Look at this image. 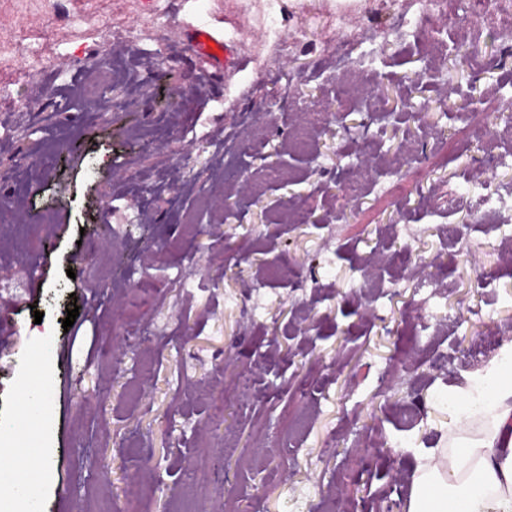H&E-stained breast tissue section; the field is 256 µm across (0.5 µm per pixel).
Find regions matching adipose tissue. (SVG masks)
<instances>
[{
  "label": "adipose tissue",
  "instance_id": "adipose-tissue-1",
  "mask_svg": "<svg viewBox=\"0 0 512 512\" xmlns=\"http://www.w3.org/2000/svg\"><path fill=\"white\" fill-rule=\"evenodd\" d=\"M457 421L449 450L427 452L414 477L407 512H512V343L448 390ZM481 421L480 431L465 422Z\"/></svg>",
  "mask_w": 512,
  "mask_h": 512
}]
</instances>
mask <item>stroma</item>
<instances>
[{
	"label": "stroma",
	"mask_w": 512,
	"mask_h": 512,
	"mask_svg": "<svg viewBox=\"0 0 512 512\" xmlns=\"http://www.w3.org/2000/svg\"><path fill=\"white\" fill-rule=\"evenodd\" d=\"M195 2L0 0V91L25 103L0 107V463L43 512H375L377 493L405 512L419 448L454 422L441 390L512 342V24L463 7L425 32V0H203L242 56L205 76ZM417 76L409 137L374 89ZM311 97L352 122L321 135ZM19 147L34 163L15 171ZM350 165L355 192L306 223L289 196ZM236 247L251 258L225 270ZM143 262L156 291L132 285Z\"/></svg>",
	"instance_id": "stroma-1"
}]
</instances>
